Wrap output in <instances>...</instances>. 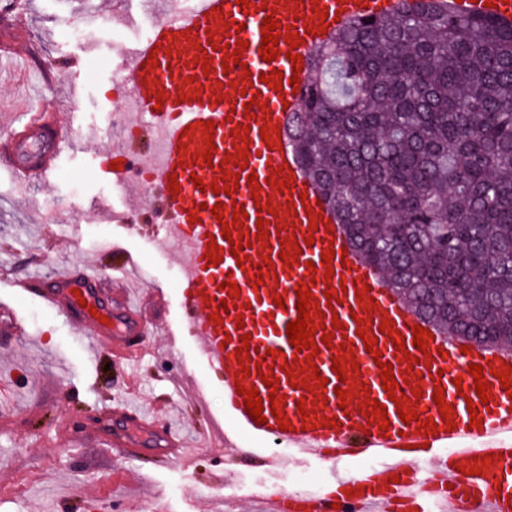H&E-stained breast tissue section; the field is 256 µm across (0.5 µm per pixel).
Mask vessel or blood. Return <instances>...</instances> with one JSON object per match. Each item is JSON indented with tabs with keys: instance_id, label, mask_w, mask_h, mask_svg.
Segmentation results:
<instances>
[{
	"instance_id": "b4317fda",
	"label": "vessel or blood",
	"mask_w": 512,
	"mask_h": 512,
	"mask_svg": "<svg viewBox=\"0 0 512 512\" xmlns=\"http://www.w3.org/2000/svg\"><path fill=\"white\" fill-rule=\"evenodd\" d=\"M249 10H242L236 0H191L188 7L176 14L156 19L149 35L127 50L124 70L132 91L135 110L151 128L162 137V150L156 163L138 161L135 167L145 172L141 187L153 201L154 210L168 219L166 229L177 239L185 263L182 281V322L197 342V352L224 389V413L236 426L247 433L281 442L306 458L322 462L331 468V477L320 491L312 496L270 495L257 491L260 499L274 498L277 512H512L508 497L512 496V399L500 381H493L489 403L476 400L475 382L467 368L469 364L494 365L512 369V357L496 352L471 350L461 353V344L445 336H436L425 349L413 346L412 327L418 322L412 310L386 285L383 277L351 248L341 225L328 206L319 202V192L311 187L291 144L280 149H268L260 136L263 125L284 132L285 122L292 113L300 111L301 93L295 92L290 80L307 82L308 72L293 74L287 52L294 51L302 59H309L310 49L317 44V36L308 34V25L319 23L321 15L348 22L357 18L382 17L396 13L402 0H250ZM440 9L456 16L492 17L503 23H512V0H493V7H485L484 0H435ZM273 14L282 25L297 33L303 43L290 47L279 42L275 60L262 59L259 48L262 24L266 14ZM246 49H239V42ZM174 48L175 56H167V48ZM239 51L240 62L231 70H223L221 63L231 51ZM210 58V72H203L201 58ZM280 70L285 83L281 91H274L262 83L261 77L271 70ZM163 92L164 103H157L156 92ZM258 95V106H250L251 95ZM213 122L214 138H207L205 122ZM246 132L248 155L238 148L239 132ZM217 146L211 163L196 160L195 152L204 151L207 142ZM70 140L62 132L58 115L30 113L22 128L0 132V152L8 158V167L16 179L29 183L45 178L51 168L66 153ZM245 159L247 169L237 166V159ZM129 153L113 154L119 170L112 177L128 181L133 165ZM290 165L292 180L289 187L277 189L270 179L282 165ZM238 175V190L231 194L201 192L192 178L200 176L203 185L211 184L218 173ZM257 176L262 199L271 200L277 223L266 224L264 241H257L256 222L261 213L251 197L247 179ZM223 204L226 211L245 209L243 223L229 221L219 224L211 209ZM319 214L329 226L310 231V214ZM198 223H191V216ZM244 228L246 241L240 254H232L231 246L223 239V228ZM296 235L305 240L314 237V245H305L293 262L286 263L279 256L286 236ZM217 244L222 251V262L210 266L206 256L209 244ZM345 252V259H333V272L321 266V255L327 248ZM249 259L251 267L241 270L237 257ZM270 257L276 278L260 279L255 263ZM317 263V270H308V263ZM236 282L239 296L221 322L212 315L227 298L221 290L224 281ZM308 283L313 294L311 307L324 312V325L340 320L335 329L331 347H320L317 354L308 349H295L289 342L287 325L297 320L296 288L298 282ZM370 285L371 297L376 300L374 310H366L357 303L356 293L363 285ZM22 293L41 298L61 314L74 328L92 330L95 345L108 349L113 356L136 360L143 347L141 316L129 302L125 289L105 294L99 275L88 270L55 274L50 287L40 285L39 278L16 280ZM340 292V302L328 305L326 288ZM282 296L283 306H276L274 296ZM390 319L392 329L398 330L407 344L405 351H396L387 334L381 333L383 319ZM365 322V336L356 333L358 322ZM377 341L378 354L367 353L365 338ZM253 348L252 363L261 370L271 364L290 365L294 361L314 360L327 384L319 394L305 387H292L290 378L280 376L282 415L291 422L289 430H280L271 408H264V423H256L245 410L244 398L238 388H256L260 398L270 396V389L260 380L259 373L236 379L240 370L236 350L242 343ZM351 348L357 363L348 370L346 381H338L332 371V355L342 348ZM417 357L418 371L423 374L418 385L421 396L411 394L406 384L407 363L401 362V353ZM432 356L430 364H422V353ZM392 363L398 383L397 395L410 399L409 406L417 413L416 422H402L397 405L390 401L382 388L381 363ZM441 373L440 381H432L434 373ZM445 390V403L454 408V422L441 423L440 412L433 400L435 385ZM348 393L346 401H339L336 388ZM369 388L371 396L383 404L390 421L389 429H381L379 422L370 421L360 409L359 394ZM313 402L310 417L297 411L300 399ZM477 408L481 423L470 424V408ZM113 429L104 435L107 451L135 458L141 452L136 435L140 432L159 433L164 451L172 464L187 460L188 454L181 436L170 426L161 424L157 416L123 405L110 411ZM335 417V426L323 425L326 417ZM433 419L435 432L424 435L416 430L417 421ZM311 420L312 430H303L304 420ZM455 448L453 460L441 459L440 451ZM225 454L242 460H253L262 466H275L279 457L275 451L256 452L225 440ZM361 456H375L379 465L369 473L355 476L335 474L337 463ZM493 457V464H485V457ZM434 462L432 473L423 470L427 462ZM461 462L462 470H455L454 462ZM480 467V474H472V467Z\"/></svg>"
}]
</instances>
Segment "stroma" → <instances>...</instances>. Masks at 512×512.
Returning <instances> with one entry per match:
<instances>
[{"instance_id":"stroma-1","label":"stroma","mask_w":512,"mask_h":512,"mask_svg":"<svg viewBox=\"0 0 512 512\" xmlns=\"http://www.w3.org/2000/svg\"><path fill=\"white\" fill-rule=\"evenodd\" d=\"M94 2L100 7L94 21L84 15L85 0H26L20 17L38 47L28 72L63 71L69 58L80 57L85 85L66 121L72 148L48 178L22 188L0 165V303L13 306L23 324L10 333L0 320V512H56L71 492L78 499L67 512H145L152 500L163 512H266L252 490L289 491L299 473L321 480V464L280 446L276 469L231 459L216 469L221 450L203 440L224 420L223 392L181 324L177 242L146 213L140 190L95 172L97 158L113 153L141 121L138 113L115 110L126 90L123 51L178 2L122 0L116 11L108 0ZM70 27L82 30L80 40L65 39ZM111 210L126 214L137 231L108 221ZM125 254L135 260L127 271L116 265ZM91 260L106 285L143 292L145 346L134 363L97 355L92 331L74 332L51 308L13 288L16 279ZM124 401L168 417L200 444L197 458L184 466L161 463L150 454L157 445L152 436L143 438L149 454L139 460L104 450L95 419Z\"/></svg>"}]
</instances>
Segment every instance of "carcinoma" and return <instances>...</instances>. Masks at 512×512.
<instances>
[{"label": "carcinoma", "mask_w": 512, "mask_h": 512, "mask_svg": "<svg viewBox=\"0 0 512 512\" xmlns=\"http://www.w3.org/2000/svg\"><path fill=\"white\" fill-rule=\"evenodd\" d=\"M287 134L391 291L512 353V25L432 0L352 20L312 49Z\"/></svg>", "instance_id": "obj_1"}]
</instances>
